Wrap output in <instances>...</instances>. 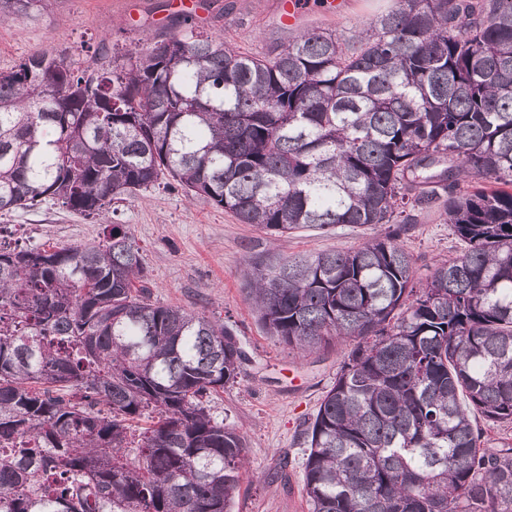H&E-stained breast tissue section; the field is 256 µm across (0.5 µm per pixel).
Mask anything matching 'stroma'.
<instances>
[{
	"label": "stroma",
	"instance_id": "1",
	"mask_svg": "<svg viewBox=\"0 0 512 512\" xmlns=\"http://www.w3.org/2000/svg\"><path fill=\"white\" fill-rule=\"evenodd\" d=\"M199 31L223 34L244 53H266L296 32L326 30L349 38L352 30L394 8L398 0H347L336 14L330 0H306L296 29L284 27L273 0H197ZM171 0H49L34 20L0 25V72L23 58L49 52L73 68L86 66L101 42L119 51L180 31ZM123 225L140 249L153 302L202 312L229 327L247 354L235 382L209 403L217 420L244 437L249 467L232 512H309L303 480L301 433L331 388L348 341L302 353L280 342L259 321L243 270L298 255L352 250L379 234L396 235L418 279L464 250L442 219L441 206L419 210L410 224L342 225L330 231L299 228L273 239L224 209L181 190L155 187L140 198L112 203L107 222L52 202L0 213V240L21 247L80 245L104 238L105 223Z\"/></svg>",
	"mask_w": 512,
	"mask_h": 512
}]
</instances>
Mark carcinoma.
I'll use <instances>...</instances> for the list:
<instances>
[{
	"mask_svg": "<svg viewBox=\"0 0 512 512\" xmlns=\"http://www.w3.org/2000/svg\"><path fill=\"white\" fill-rule=\"evenodd\" d=\"M47 2L0 0V21ZM183 26L0 73V212L102 218L164 184L276 237L443 199L466 248L422 282L393 235L246 277L282 342L354 341L302 432L311 512H512V444L473 421L512 423V0H399L262 55ZM244 357L224 324L151 301L121 224L0 243V512H230L246 443L208 401Z\"/></svg>",
	"mask_w": 512,
	"mask_h": 512,
	"instance_id": "carcinoma-1",
	"label": "carcinoma"
}]
</instances>
